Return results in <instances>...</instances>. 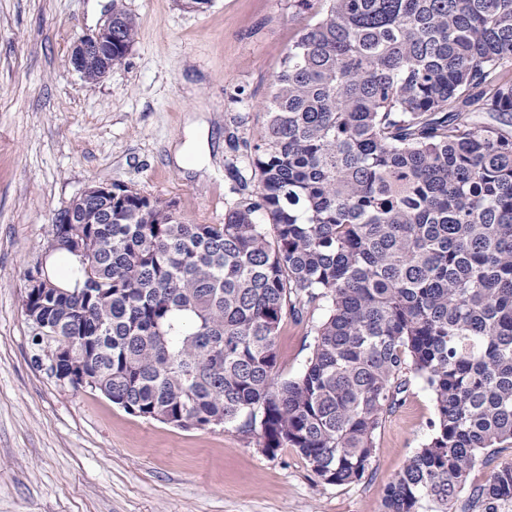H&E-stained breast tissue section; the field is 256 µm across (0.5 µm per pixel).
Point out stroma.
Returning a JSON list of instances; mask_svg holds the SVG:
<instances>
[{
	"mask_svg": "<svg viewBox=\"0 0 512 512\" xmlns=\"http://www.w3.org/2000/svg\"><path fill=\"white\" fill-rule=\"evenodd\" d=\"M138 22L121 64L97 82L71 48L103 23L112 0H0V512H383L387 486L437 420L411 380L375 435L371 475L319 480L292 448L268 453L232 426L181 429L126 412L101 393L58 382L35 361L22 271L41 258L56 212L90 182L122 183L177 201L196 224L240 204L232 170L246 158L273 81L324 0H122ZM205 164H180L190 124ZM317 307L286 317L280 378L304 370Z\"/></svg>",
	"mask_w": 512,
	"mask_h": 512,
	"instance_id": "35a3bbf8",
	"label": "stroma"
}]
</instances>
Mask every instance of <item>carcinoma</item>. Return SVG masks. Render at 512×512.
<instances>
[{
    "label": "carcinoma",
    "mask_w": 512,
    "mask_h": 512,
    "mask_svg": "<svg viewBox=\"0 0 512 512\" xmlns=\"http://www.w3.org/2000/svg\"><path fill=\"white\" fill-rule=\"evenodd\" d=\"M325 2L275 77L256 199L190 224L116 184L53 225L61 271L24 270L23 312L65 347L56 376L147 420L257 431L327 484L369 475L418 378L437 421L385 512H452L512 447V0ZM137 33L112 0V63ZM323 302L305 369L279 379L283 317ZM473 498L512 501V464ZM490 469L487 467L477 466L469 475L465 489L459 494L452 512H479L472 506L469 500L471 488L484 484L489 476Z\"/></svg>",
    "instance_id": "1"
}]
</instances>
